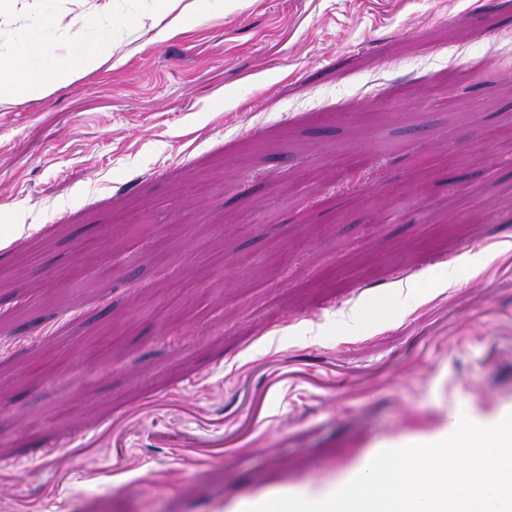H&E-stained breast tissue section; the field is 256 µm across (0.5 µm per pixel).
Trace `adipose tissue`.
Here are the masks:
<instances>
[{"mask_svg": "<svg viewBox=\"0 0 512 512\" xmlns=\"http://www.w3.org/2000/svg\"><path fill=\"white\" fill-rule=\"evenodd\" d=\"M209 3L210 0H153L150 8L130 14L124 12L121 0H96L81 25L53 18V25L64 26L67 32V45L63 48L47 43L41 27L30 28L32 54L0 53V102L39 94L66 85L78 75L95 72L111 59L116 38L130 27H153L156 41H166L201 18ZM91 30L99 31V38L89 39L87 33Z\"/></svg>", "mask_w": 512, "mask_h": 512, "instance_id": "obj_1", "label": "adipose tissue"}]
</instances>
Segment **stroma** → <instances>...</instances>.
I'll list each match as a JSON object with an SVG mask.
<instances>
[{
  "label": "stroma",
  "instance_id": "1",
  "mask_svg": "<svg viewBox=\"0 0 512 512\" xmlns=\"http://www.w3.org/2000/svg\"><path fill=\"white\" fill-rule=\"evenodd\" d=\"M154 35L0 103V512H230L511 410L512 0Z\"/></svg>",
  "mask_w": 512,
  "mask_h": 512
}]
</instances>
